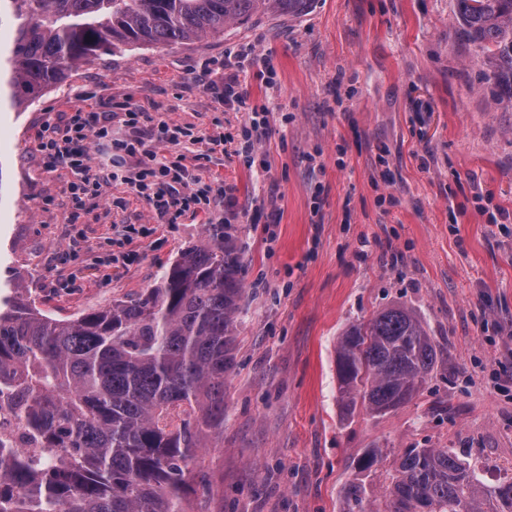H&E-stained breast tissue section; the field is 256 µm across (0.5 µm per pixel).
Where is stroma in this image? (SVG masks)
I'll use <instances>...</instances> for the list:
<instances>
[{
  "instance_id": "1",
  "label": "stroma",
  "mask_w": 512,
  "mask_h": 512,
  "mask_svg": "<svg viewBox=\"0 0 512 512\" xmlns=\"http://www.w3.org/2000/svg\"><path fill=\"white\" fill-rule=\"evenodd\" d=\"M456 0H315L297 19L268 12L223 34L166 48L103 52L26 111L0 108V282L58 317L153 287L187 247L225 225L246 263L224 431L197 463L210 488L194 512H342L364 478L371 512L407 448L463 454L485 484L512 480V110L455 31ZM269 133L252 166L237 157L248 108L218 105L200 66L227 50ZM268 55L270 79L256 75ZM127 102L149 115L92 146L101 208L85 217L80 264L121 239L136 261L57 288L71 229L66 170L41 172L45 117ZM184 127V164L207 201L163 220L120 176L152 123ZM231 190L224 199L223 190ZM508 211L492 223L488 214ZM400 303L421 319L439 360L419 394L383 415L343 418L335 348L352 324ZM382 455L370 472L369 450Z\"/></svg>"
}]
</instances>
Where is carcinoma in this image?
<instances>
[{
  "label": "carcinoma",
  "instance_id": "obj_1",
  "mask_svg": "<svg viewBox=\"0 0 512 512\" xmlns=\"http://www.w3.org/2000/svg\"><path fill=\"white\" fill-rule=\"evenodd\" d=\"M459 34L512 107V0H456ZM313 0H0V88L12 107L104 51L224 33L269 9L298 17ZM245 265L213 224L155 287L58 319L0 285V413L49 464L0 439V512H187L190 465L224 429V382ZM338 400L385 414L413 399L438 349L409 308L392 305L336 342ZM389 512H512V482L487 486L448 448H407L389 477ZM352 481L343 512H368Z\"/></svg>",
  "mask_w": 512,
  "mask_h": 512
}]
</instances>
